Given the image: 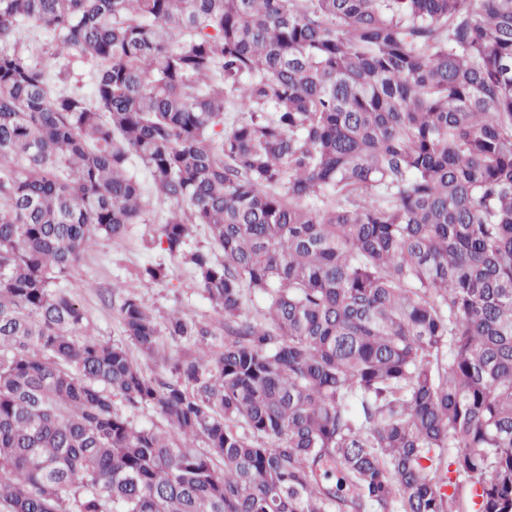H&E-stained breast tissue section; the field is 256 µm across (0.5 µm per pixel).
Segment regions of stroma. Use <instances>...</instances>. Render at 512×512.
I'll return each instance as SVG.
<instances>
[{
  "instance_id": "obj_1",
  "label": "stroma",
  "mask_w": 512,
  "mask_h": 512,
  "mask_svg": "<svg viewBox=\"0 0 512 512\" xmlns=\"http://www.w3.org/2000/svg\"><path fill=\"white\" fill-rule=\"evenodd\" d=\"M17 47L34 62L47 66L53 88L92 97L93 79L98 70L94 59L78 52L53 57L52 35L31 23L22 26ZM149 208L152 223L130 225L119 240L98 238L84 253L72 275L60 280L59 286L83 307L97 337L125 344L141 370L153 376L162 371L165 358L187 350L188 345L166 338L159 346L157 357L142 355L122 333L118 307L124 297H137L156 318L178 311L208 323L219 335L224 332V316L211 306L202 292L191 289L192 272L188 266L153 248L150 243L152 224L165 217L170 205L153 198ZM158 263L168 269L165 279L153 281L140 277L143 266Z\"/></svg>"
}]
</instances>
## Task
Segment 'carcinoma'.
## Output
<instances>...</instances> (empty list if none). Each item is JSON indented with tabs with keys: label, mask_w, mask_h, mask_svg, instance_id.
Segmentation results:
<instances>
[{
	"label": "carcinoma",
	"mask_w": 512,
	"mask_h": 512,
	"mask_svg": "<svg viewBox=\"0 0 512 512\" xmlns=\"http://www.w3.org/2000/svg\"><path fill=\"white\" fill-rule=\"evenodd\" d=\"M25 21L98 62L94 102ZM134 160L224 315L123 300L140 352L197 346L169 378L57 287L151 222ZM462 481L512 512V0H0L8 512H455ZM19 36L18 49L34 62L47 66L53 88L68 93L76 92L92 99L93 79L98 70L94 59L78 52L53 58V36L35 24L22 26Z\"/></svg>",
	"instance_id": "cac0c4a2"
}]
</instances>
